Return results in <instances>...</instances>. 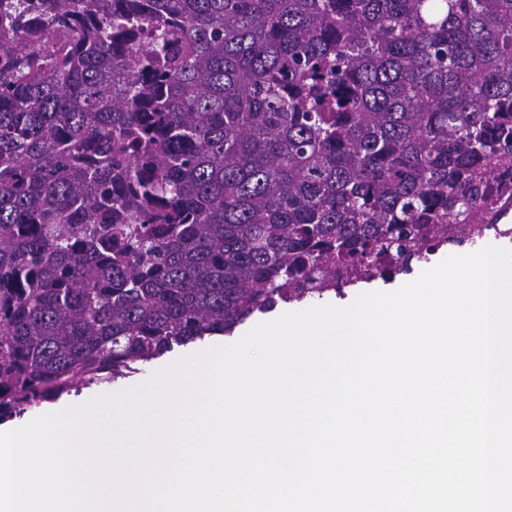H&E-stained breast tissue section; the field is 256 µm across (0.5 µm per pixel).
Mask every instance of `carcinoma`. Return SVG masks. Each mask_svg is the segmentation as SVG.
I'll return each mask as SVG.
<instances>
[{
	"instance_id": "1",
	"label": "carcinoma",
	"mask_w": 512,
	"mask_h": 512,
	"mask_svg": "<svg viewBox=\"0 0 512 512\" xmlns=\"http://www.w3.org/2000/svg\"><path fill=\"white\" fill-rule=\"evenodd\" d=\"M512 0H0V421L483 229Z\"/></svg>"
}]
</instances>
